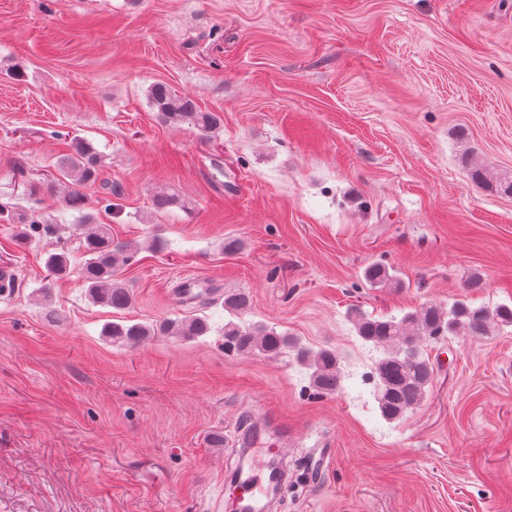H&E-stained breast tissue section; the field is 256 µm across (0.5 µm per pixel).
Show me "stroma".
Masks as SVG:
<instances>
[{"mask_svg":"<svg viewBox=\"0 0 512 512\" xmlns=\"http://www.w3.org/2000/svg\"><path fill=\"white\" fill-rule=\"evenodd\" d=\"M160 81L222 113L221 131L160 125ZM51 129L102 157L86 194L114 190L134 301L51 280L48 255L79 249L56 197L33 205L56 236L22 249L0 224L17 278L0 295V512H226L245 415L319 465L289 472L273 512H512V327L425 344L436 378L389 422L367 380L380 352L349 317L512 306V195L471 178L475 163L512 174V0H0L1 202L29 204L28 175L53 172ZM161 187L189 208L142 223ZM374 261L398 287L365 281ZM187 281L213 287L209 304L177 297ZM234 291L251 299L241 322L336 351L340 391L318 393L294 353L226 352ZM189 312L215 331L104 334Z\"/></svg>","mask_w":512,"mask_h":512,"instance_id":"35a3bbf8","label":"stroma"}]
</instances>
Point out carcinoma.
Returning a JSON list of instances; mask_svg holds the SVG:
<instances>
[{
  "mask_svg": "<svg viewBox=\"0 0 512 512\" xmlns=\"http://www.w3.org/2000/svg\"><path fill=\"white\" fill-rule=\"evenodd\" d=\"M153 111L160 122L171 128L187 125L203 136H210L223 126L218 112L201 109L191 98L174 93L163 83H155L149 94ZM49 137L67 141L69 152L64 154L52 178L43 182L30 179L26 189L31 196L54 192L62 186L66 192L60 202L77 212L75 231L83 239L84 259L80 276L91 300L105 307L121 311L133 303V295L124 282V272L137 262L138 250L130 244L112 239L111 226L101 222L102 214L112 213V192L104 193L90 206L85 189L95 184L101 175L100 155L88 144L60 130H52ZM472 177L495 191L512 195V177L493 176L481 167H472ZM188 208V202L178 194L159 190L152 196L154 215L169 208ZM0 221L16 225V243L29 245L43 237L55 234V225L33 213L20 212L11 203H0ZM46 266L56 278L70 271L69 254L62 250L49 255ZM366 282L379 287L396 285L389 268L381 263L369 264L363 271ZM250 308V297L244 292L224 294V311L232 319L224 323V349L238 354L258 352L276 357L286 350L312 369V385L320 393L331 394L341 388V373L336 353L330 349L312 352L298 344L286 333L261 325L247 326L235 318ZM358 336L382 351L374 363L376 401L382 417L394 421L404 417L423 401L434 378V367L421 353L425 341L437 342L449 336L463 334L472 338L492 336L512 326V307L505 304L492 309L474 308L465 300L455 301L450 308L430 303L402 317L376 318L358 309L351 311ZM213 330L206 316L190 315L160 323H112L105 335L118 343L135 344L150 336H178L191 339L205 336Z\"/></svg>",
  "mask_w": 512,
  "mask_h": 512,
  "instance_id": "1",
  "label": "carcinoma"
}]
</instances>
